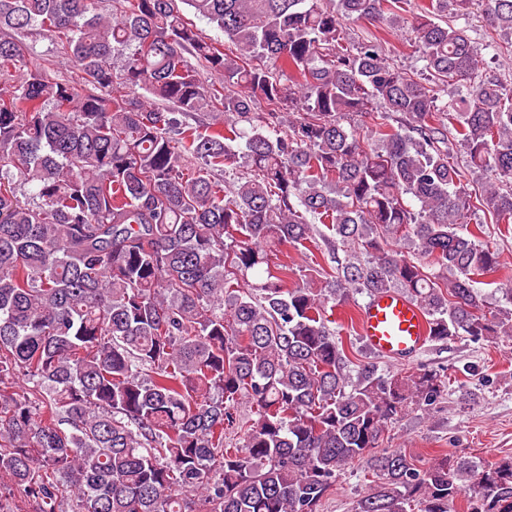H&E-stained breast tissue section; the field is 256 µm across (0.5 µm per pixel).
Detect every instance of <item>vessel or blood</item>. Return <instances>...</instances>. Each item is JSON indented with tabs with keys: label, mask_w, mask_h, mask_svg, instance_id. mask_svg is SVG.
Instances as JSON below:
<instances>
[{
	"label": "vessel or blood",
	"mask_w": 512,
	"mask_h": 512,
	"mask_svg": "<svg viewBox=\"0 0 512 512\" xmlns=\"http://www.w3.org/2000/svg\"><path fill=\"white\" fill-rule=\"evenodd\" d=\"M359 332L375 354L390 360L416 355L428 341V325L420 308L397 291L373 297L359 313Z\"/></svg>",
	"instance_id": "vessel-or-blood-1"
}]
</instances>
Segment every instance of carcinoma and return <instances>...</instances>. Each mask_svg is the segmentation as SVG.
<instances>
[{
    "label": "carcinoma",
    "mask_w": 512,
    "mask_h": 512,
    "mask_svg": "<svg viewBox=\"0 0 512 512\" xmlns=\"http://www.w3.org/2000/svg\"><path fill=\"white\" fill-rule=\"evenodd\" d=\"M408 2L113 0L106 17L98 0H0V481L36 512H317L355 461L374 480L354 512H512V460L378 449L446 383L353 375L328 326V304L399 288L432 340L512 335V289L488 314L474 288L500 253L458 229L479 211L512 224V93L446 20L481 4L512 35V0L416 4L422 78L383 55ZM344 19L379 35L354 44ZM34 27L79 81L31 65ZM203 112L227 120L189 122ZM238 139L252 174L227 182ZM317 224L347 259L290 288L274 256ZM242 401L256 419L233 446Z\"/></svg>",
    "instance_id": "carcinoma-1"
}]
</instances>
